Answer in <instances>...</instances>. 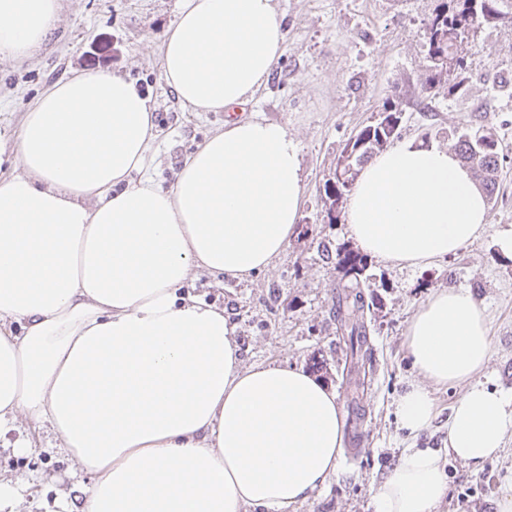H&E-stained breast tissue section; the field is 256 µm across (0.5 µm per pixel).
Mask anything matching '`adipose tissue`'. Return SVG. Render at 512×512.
I'll return each mask as SVG.
<instances>
[{"instance_id":"obj_1","label":"adipose tissue","mask_w":512,"mask_h":512,"mask_svg":"<svg viewBox=\"0 0 512 512\" xmlns=\"http://www.w3.org/2000/svg\"><path fill=\"white\" fill-rule=\"evenodd\" d=\"M59 19V0H0V57L30 59ZM284 42L275 0H178L164 79L192 111L224 112L264 86ZM154 139L148 98L106 69L55 82L27 111L19 172L0 178V426H51L95 476L81 512H291L337 470V396L300 367H243L223 308L183 288L197 269L247 279L286 250L298 145L276 122L225 121L166 190L144 174ZM487 219L458 158L414 138L365 165L345 210L362 251L414 266ZM405 346L420 379L397 402L403 427L430 426V385L466 384L448 452L481 469L512 433V401L474 381L491 358L484 309L439 290ZM447 494L437 453L408 448L373 500L437 512Z\"/></svg>"}]
</instances>
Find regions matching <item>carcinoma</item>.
Listing matches in <instances>:
<instances>
[{"label":"carcinoma","mask_w":512,"mask_h":512,"mask_svg":"<svg viewBox=\"0 0 512 512\" xmlns=\"http://www.w3.org/2000/svg\"><path fill=\"white\" fill-rule=\"evenodd\" d=\"M480 20L512 21V0H456V7L451 10L448 5H442L426 23L429 56L444 55L455 64H460V59L455 57L456 43ZM400 123L401 113L383 112L376 124L363 127L353 137V141L346 144L336 163L335 180L325 183L324 206L328 223L338 221L345 192L349 191L354 181L356 168L386 147L397 135ZM456 152L461 163L474 171L488 196H493L499 173V142L489 135H465L459 138ZM336 257L344 275L353 279L355 287L359 288L352 297L347 295L338 298L336 313L340 316L346 308L364 307V296L360 288L367 280V264L350 249L338 252ZM341 326L347 331L348 349L354 355L367 342L365 326L350 321L348 317L341 320Z\"/></svg>","instance_id":"1"}]
</instances>
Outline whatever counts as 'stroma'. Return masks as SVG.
I'll list each match as a JSON object with an SVG mask.
<instances>
[{
    "label": "stroma",
    "instance_id": "obj_1",
    "mask_svg": "<svg viewBox=\"0 0 512 512\" xmlns=\"http://www.w3.org/2000/svg\"><path fill=\"white\" fill-rule=\"evenodd\" d=\"M441 0H277L284 16V52L266 84L243 110L284 125L302 156L304 195L296 235L271 266L248 280L194 276L188 290L222 306L234 325L244 366L301 367L335 391L344 449L336 475L296 512H374L372 494L406 448L438 450L448 495L438 512H497L512 489V434L479 472L448 452V418L462 384L432 387L436 417L428 431L409 435L396 417V399L418 380L404 343L409 321L443 288L465 287L487 309L492 356L479 382L512 396V256L500 231L512 228V22L482 23L457 44L459 66L447 84L423 93L431 66L426 22ZM176 0H60V21L28 62L0 59V175L14 171L11 149L29 105L48 85L75 69L107 68L135 80L153 106L157 138L147 173L162 187L176 180L184 158L215 129L224 113L182 105L163 77L159 47ZM402 114L401 137L453 149L459 135L493 136L504 160L488 202L489 225L473 242L423 266L368 258L364 289L367 349L360 360L364 389L348 384L352 362L336 319L348 280L336 265L352 247L345 223L324 215V188L346 143L376 123L384 106ZM28 443L24 453L14 443ZM48 426L25 418L0 430V482L24 486L17 512H52L57 498L80 505L79 485L91 475L58 448Z\"/></svg>",
    "mask_w": 512,
    "mask_h": 512
}]
</instances>
